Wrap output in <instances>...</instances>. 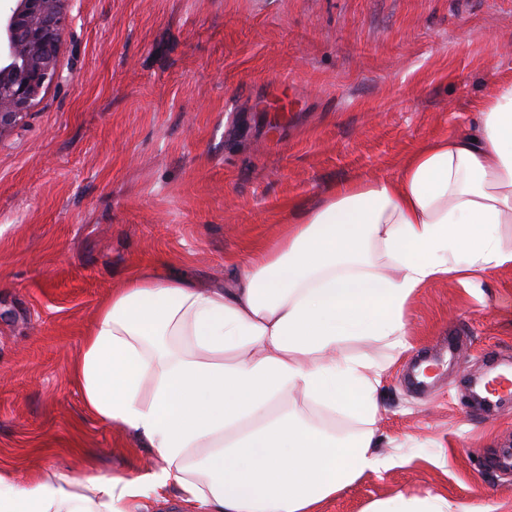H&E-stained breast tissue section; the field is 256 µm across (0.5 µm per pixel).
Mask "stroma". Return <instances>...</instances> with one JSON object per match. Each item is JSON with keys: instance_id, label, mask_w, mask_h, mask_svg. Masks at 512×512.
<instances>
[{"instance_id": "stroma-1", "label": "stroma", "mask_w": 512, "mask_h": 512, "mask_svg": "<svg viewBox=\"0 0 512 512\" xmlns=\"http://www.w3.org/2000/svg\"><path fill=\"white\" fill-rule=\"evenodd\" d=\"M50 84L0 135V470L136 477L152 449L85 408L72 370L99 305L136 265L224 280L252 238L276 242L336 182L384 178L434 136L476 124L512 78V0H71ZM373 426L403 462L320 512L396 495L512 512V406L466 383L512 366V268L450 277L407 307ZM443 336L458 352L411 389Z\"/></svg>"}]
</instances>
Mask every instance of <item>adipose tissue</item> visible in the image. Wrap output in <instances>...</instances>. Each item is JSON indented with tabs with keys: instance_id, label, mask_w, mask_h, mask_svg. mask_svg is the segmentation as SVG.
<instances>
[{
	"instance_id": "ef3b65f1",
	"label": "adipose tissue",
	"mask_w": 512,
	"mask_h": 512,
	"mask_svg": "<svg viewBox=\"0 0 512 512\" xmlns=\"http://www.w3.org/2000/svg\"><path fill=\"white\" fill-rule=\"evenodd\" d=\"M471 133L415 148L398 174L336 183L283 243L204 284L131 271L98 309L74 368L88 411L133 431L159 460L135 478L0 472V512H139L178 491L187 512H317L368 472L396 466L372 426L384 366L352 340L407 350L419 288L512 267V79L497 81ZM355 416L340 437L280 403Z\"/></svg>"
}]
</instances>
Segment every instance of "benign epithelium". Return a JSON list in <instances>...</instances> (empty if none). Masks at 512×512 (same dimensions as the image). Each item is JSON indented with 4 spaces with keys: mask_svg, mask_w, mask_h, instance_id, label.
Instances as JSON below:
<instances>
[{
    "mask_svg": "<svg viewBox=\"0 0 512 512\" xmlns=\"http://www.w3.org/2000/svg\"><path fill=\"white\" fill-rule=\"evenodd\" d=\"M0 13V135L16 126L49 84L63 79L60 45L68 0H13Z\"/></svg>",
    "mask_w": 512,
    "mask_h": 512,
    "instance_id": "1",
    "label": "benign epithelium"
}]
</instances>
